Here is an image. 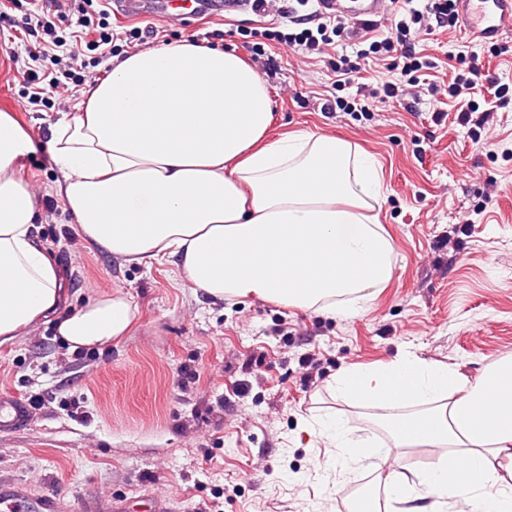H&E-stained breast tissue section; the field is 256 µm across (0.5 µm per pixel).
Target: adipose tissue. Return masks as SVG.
<instances>
[{"label": "adipose tissue", "mask_w": 512, "mask_h": 512, "mask_svg": "<svg viewBox=\"0 0 512 512\" xmlns=\"http://www.w3.org/2000/svg\"><path fill=\"white\" fill-rule=\"evenodd\" d=\"M271 100L241 56L181 40L112 61L75 113L50 125L52 190L84 238L127 263L164 260L208 297L355 314L394 273L393 242L373 210L371 156L326 134L272 138ZM30 133L0 112V341L57 309L63 284L37 237L36 199L21 169ZM136 317L119 292L60 320L70 351L99 349ZM379 410L397 447L440 450L427 472L398 471L387 452L328 414L325 469L364 465L399 512H512V356L471 378L406 353L353 366L329 384Z\"/></svg>", "instance_id": "adipose-tissue-1"}]
</instances>
